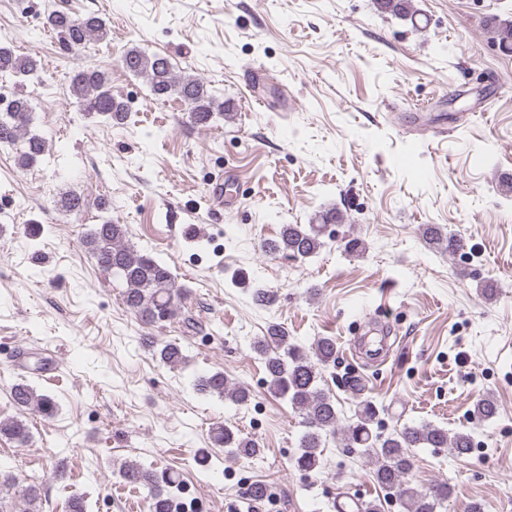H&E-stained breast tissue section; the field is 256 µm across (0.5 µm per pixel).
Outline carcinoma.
I'll return each instance as SVG.
<instances>
[{"instance_id":"cac0c4a2","label":"carcinoma","mask_w":512,"mask_h":512,"mask_svg":"<svg viewBox=\"0 0 512 512\" xmlns=\"http://www.w3.org/2000/svg\"><path fill=\"white\" fill-rule=\"evenodd\" d=\"M45 26L57 33L67 51L75 56L86 51L89 44L103 41L109 35L106 21L94 14L74 17L53 10L46 14ZM493 30L499 48L512 53V21L495 20ZM121 62L126 70L147 82L155 98L163 99L173 94L181 98L197 125L209 124L215 114L224 111V103L211 94L203 79L178 74L166 56L131 48L121 57ZM38 71L37 56L16 54L9 46L0 44L1 81L21 80ZM68 91L90 115L114 124H121L127 118V104L112 94L107 73L97 66L75 68L70 75ZM31 121L30 96L20 91L6 112L0 114V145L21 144L19 161L25 167L37 163L47 151L44 138L28 134ZM341 222L342 215L336 208L323 209L307 226L283 225L278 237L264 244V251L286 259L310 258L324 246V236H333L326 229ZM419 232L425 243L450 254L463 247L460 240L435 224H424ZM125 237L124 225L106 219L93 227L86 236L85 245L97 265L124 284L123 302L141 321L158 324L176 317L182 289L176 285L172 272L151 255L130 247ZM252 350L263 361L270 393L287 401L302 416L304 431L294 458L298 470L305 473L318 471L326 437L337 436L349 452H365L371 457L375 466L374 479L385 492L384 498L397 501L403 512H436L442 500L448 497V488L423 491L412 485L408 479L412 449L447 448L458 457L467 456L474 448L470 433L451 434L448 429L429 423L405 425L385 436L374 430L379 409L367 399L357 402L352 420L341 422L336 399L319 385L320 371L338 364L339 350L336 340L330 336H321L310 345L302 346L291 342L288 330L274 323L269 325L266 334L254 339ZM158 354L163 364L173 368L185 360L182 348L175 342L164 344ZM195 386L235 405H245L251 399L247 388L233 384L221 371L198 378ZM12 396L16 406L34 408L45 418L54 417L58 411L52 397L37 392L26 382L15 384ZM497 414L498 406L491 396L479 399L472 410V418L481 422ZM2 435L24 445L29 441L30 431L19 419H0ZM213 440L217 447L230 448L238 456L252 458L260 453L257 442L223 424L214 428ZM120 476L125 484L147 490L149 512H172L180 483L176 471H159L128 463L120 469Z\"/></svg>"}]
</instances>
